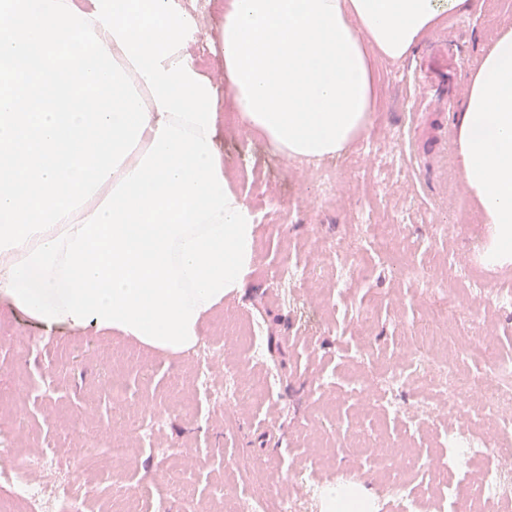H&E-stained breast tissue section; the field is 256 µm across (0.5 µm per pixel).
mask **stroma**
Here are the masks:
<instances>
[{"label": "stroma", "mask_w": 512, "mask_h": 512, "mask_svg": "<svg viewBox=\"0 0 512 512\" xmlns=\"http://www.w3.org/2000/svg\"><path fill=\"white\" fill-rule=\"evenodd\" d=\"M453 43V75L442 95L449 114L459 112L466 75L492 47L498 34L512 29V0H476L470 14L445 16ZM439 50L419 41L405 59L375 61L376 119L374 128L399 135L407 152L424 139L427 125L412 123L411 91ZM365 140L353 141L344 152L328 157L342 172L348 198H355L360 164L375 165L372 180L384 189L376 207L385 217H402L396 235L417 244L407 261L437 274V256L452 255L479 271L476 282L487 299L473 304L461 296L449 317L465 332L486 337L503 355L512 356V308L499 307L498 293L512 289V264H487V226L476 204L466 194L455 156L446 168L430 169L417 163L393 161L386 153L367 157ZM218 148L234 190L246 203L262 208L256 217V263L242 288L206 318L203 339L224 345L213 325L259 317L264 326L263 357L254 363L242 355L240 365L259 372L273 366L280 375L279 390L244 410L234 431H226L219 411L195 397L190 380L192 352L170 354L144 346L117 333L48 327L30 319L7 301H0V409L18 425L20 445H52L57 453L77 454L85 430L116 433L112 419L110 370L123 372L134 405L153 403L167 417L140 440L139 453L128 463L129 481L151 493L161 472L178 477L190 488L191 500L173 496L169 512H195L198 502L216 492L232 497L239 491L234 470L239 461L271 470L272 485L289 481L288 457L312 444L315 427L363 423L389 442H399L405 427L361 409L358 397L344 382L327 389L324 379L335 371L343 353L344 337L357 333L356 315L371 309L377 316L372 338L376 356L401 351L409 340L398 331L401 322L417 320L425 308L414 298L412 281L397 277L392 268L360 255L363 277L350 289L341 313H326L298 296L282 300L273 290L268 270L294 259L308 261L314 247L351 239L353 225L347 209L323 202L308 177L310 163L276 153L260 132L243 129L232 99L224 101V128ZM311 473L322 487L359 484L358 496L371 500L375 512H403L386 494L368 454L328 439L312 463Z\"/></svg>", "instance_id": "35a3bbf8"}]
</instances>
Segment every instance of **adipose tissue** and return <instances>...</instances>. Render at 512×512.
I'll return each instance as SVG.
<instances>
[{
    "mask_svg": "<svg viewBox=\"0 0 512 512\" xmlns=\"http://www.w3.org/2000/svg\"><path fill=\"white\" fill-rule=\"evenodd\" d=\"M472 0H225L224 79L194 0H0V299L47 325L179 353L252 270L255 217L217 139L224 99L283 157L344 150L374 112V58L408 57ZM466 194L512 263V29L456 117ZM202 18V29L201 34L199 35V42L195 47V52L198 54V47L205 48L209 52L211 50V45L214 42H217L220 26L222 23V14L219 10L209 8L203 14H200ZM210 60L205 64L201 63L202 68L207 71L210 75L218 78L221 75V63L217 55L211 50L209 53Z\"/></svg>",
    "mask_w": 512,
    "mask_h": 512,
    "instance_id": "1",
    "label": "adipose tissue"
}]
</instances>
